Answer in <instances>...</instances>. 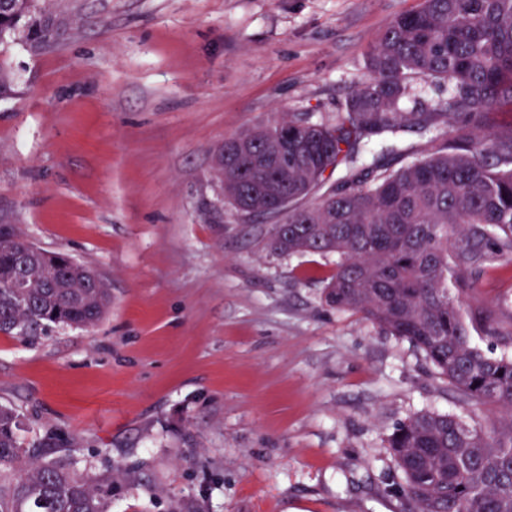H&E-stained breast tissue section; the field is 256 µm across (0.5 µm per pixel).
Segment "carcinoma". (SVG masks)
<instances>
[{"instance_id": "carcinoma-1", "label": "carcinoma", "mask_w": 512, "mask_h": 512, "mask_svg": "<svg viewBox=\"0 0 512 512\" xmlns=\"http://www.w3.org/2000/svg\"><path fill=\"white\" fill-rule=\"evenodd\" d=\"M49 18L38 0H0V43L20 34L43 47L55 38ZM366 65L369 79L335 122L288 118L224 140V198L243 215L288 206V232L268 230L271 250L336 255L327 305L410 341L459 402L496 414L483 424L420 411L394 427L387 449L410 512H512V328L463 313L477 270L512 265V122L497 120L512 107V0H423L389 23ZM415 78L448 84L445 111H403ZM414 127L448 137L396 169L357 166L365 138ZM243 139L253 151H239ZM341 168V188L299 206ZM25 248L0 227V332L95 327L110 288L83 287L94 271L63 254H44L32 303H16L10 284ZM476 334L500 337L503 352L485 354ZM20 428V414L0 407V512H109L108 480L30 461Z\"/></svg>"}]
</instances>
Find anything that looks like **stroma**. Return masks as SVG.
<instances>
[{
    "mask_svg": "<svg viewBox=\"0 0 512 512\" xmlns=\"http://www.w3.org/2000/svg\"><path fill=\"white\" fill-rule=\"evenodd\" d=\"M420 0H52L50 47L0 44V225L112 293L92 329L0 333L28 455L112 475V512H403L385 449L461 404L409 341L329 307L332 255L279 253L225 203L214 153L284 117L332 123ZM512 268L469 303L502 327Z\"/></svg>",
    "mask_w": 512,
    "mask_h": 512,
    "instance_id": "stroma-1",
    "label": "stroma"
}]
</instances>
